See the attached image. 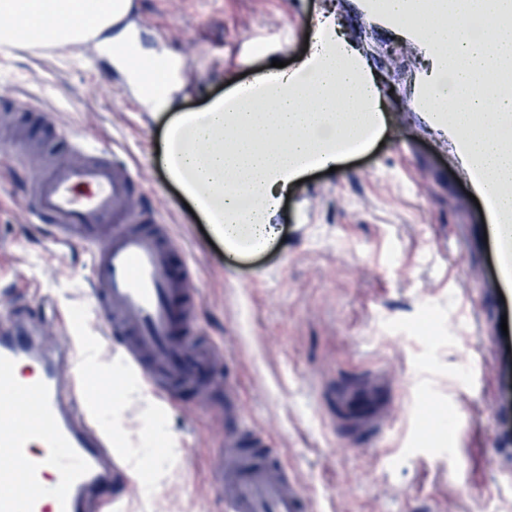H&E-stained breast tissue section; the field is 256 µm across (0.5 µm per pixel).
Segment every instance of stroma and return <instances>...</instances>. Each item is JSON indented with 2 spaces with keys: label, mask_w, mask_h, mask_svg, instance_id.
<instances>
[{
  "label": "stroma",
  "mask_w": 512,
  "mask_h": 512,
  "mask_svg": "<svg viewBox=\"0 0 512 512\" xmlns=\"http://www.w3.org/2000/svg\"><path fill=\"white\" fill-rule=\"evenodd\" d=\"M322 10L338 11L392 88L387 129L367 153L295 185L280 242L256 256H227L189 212L159 161L167 111L147 108L106 56L80 42L11 47L0 51V94L55 113L72 137L138 170L198 292L202 337L236 357L244 423L280 449L315 512H512V335L497 331L512 298L488 292L496 248L484 210L451 144L415 114L418 51L362 15L360 0H136L128 26L143 49L186 60L173 97L187 110L273 61L298 63ZM257 36L277 42L274 54L247 55ZM19 152L0 142V303L41 316L70 345L75 382L88 359L109 374L119 352L88 293L86 257L29 223ZM377 374L394 410L368 433L370 405L354 400L349 420L324 395ZM164 404L159 493L119 468L96 512H225L212 468L223 423L190 390ZM90 411L99 424L120 412L134 445L152 425L133 396Z\"/></svg>",
  "instance_id": "1"
}]
</instances>
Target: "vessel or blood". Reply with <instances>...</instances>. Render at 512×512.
Segmentation results:
<instances>
[{"mask_svg":"<svg viewBox=\"0 0 512 512\" xmlns=\"http://www.w3.org/2000/svg\"><path fill=\"white\" fill-rule=\"evenodd\" d=\"M76 150L78 159L46 164L31 180L32 223L49 225L58 248L84 249L106 334L118 336L124 361L147 371L162 395L190 389L206 406L211 388L223 387L224 446L215 464L226 512H312L279 449L242 422L220 349L196 341L197 297L175 270L163 214L140 201L138 174L94 142ZM468 175L500 228V292L512 287V208L502 206L480 161H470ZM68 357L29 313L11 311L0 324V512H93L98 491L112 483L119 451L87 415Z\"/></svg>","mask_w":512,"mask_h":512,"instance_id":"vessel-or-blood-1","label":"vessel or blood"}]
</instances>
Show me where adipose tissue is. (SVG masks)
I'll return each instance as SVG.
<instances>
[{"instance_id":"adipose-tissue-1","label":"adipose tissue","mask_w":512,"mask_h":512,"mask_svg":"<svg viewBox=\"0 0 512 512\" xmlns=\"http://www.w3.org/2000/svg\"><path fill=\"white\" fill-rule=\"evenodd\" d=\"M389 4L397 26L422 17L429 40L456 58V66L440 73L432 104L445 112V125L466 135L491 180L512 189V87L499 82L503 62L512 61V41L494 39L512 24V9L504 0H457L449 23L426 11L424 0ZM126 7L125 0H0V16L13 22L0 28V46L21 37L48 44L94 33L145 100L169 108V81L153 56L113 28V16ZM335 31L330 18L319 21L310 52L314 67L257 74L252 83L262 98L236 88L201 109L174 113L167 124V175L229 252H255L276 241L275 218L295 182L339 165L343 143L360 132L378 138L385 131L387 115L374 101L377 80L356 79L348 59L361 51Z\"/></svg>"}]
</instances>
